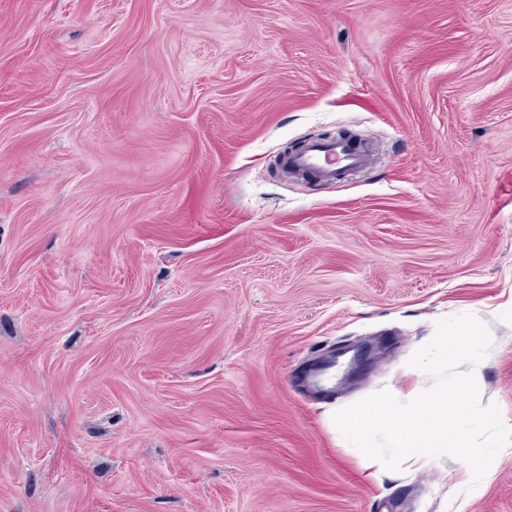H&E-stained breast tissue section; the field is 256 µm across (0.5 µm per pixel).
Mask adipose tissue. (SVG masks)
I'll list each match as a JSON object with an SVG mask.
<instances>
[{
	"mask_svg": "<svg viewBox=\"0 0 512 512\" xmlns=\"http://www.w3.org/2000/svg\"><path fill=\"white\" fill-rule=\"evenodd\" d=\"M485 338L478 328L465 324L457 334L439 333L428 351L390 377L373 403L346 413H334L353 447L364 449L369 466L379 470L397 462L425 466L449 454L463 462V477H471L480 456L472 431L483 420L496 416L486 392L484 361L475 349ZM440 373L429 389L403 391L399 379ZM383 452H375V444Z\"/></svg>",
	"mask_w": 512,
	"mask_h": 512,
	"instance_id": "adipose-tissue-1",
	"label": "adipose tissue"
}]
</instances>
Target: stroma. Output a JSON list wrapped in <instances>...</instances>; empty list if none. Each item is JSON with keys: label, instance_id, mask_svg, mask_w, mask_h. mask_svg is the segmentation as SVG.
I'll use <instances>...</instances> for the list:
<instances>
[{"label": "stroma", "instance_id": "1", "mask_svg": "<svg viewBox=\"0 0 512 512\" xmlns=\"http://www.w3.org/2000/svg\"><path fill=\"white\" fill-rule=\"evenodd\" d=\"M465 321L484 477H370L331 410ZM0 512H512V0H0ZM374 163L373 151L345 138H313L288 158V167L301 175L334 181L359 173Z\"/></svg>", "mask_w": 512, "mask_h": 512}]
</instances>
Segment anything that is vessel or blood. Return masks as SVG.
I'll use <instances>...</instances> for the list:
<instances>
[{"label":"vessel or blood","instance_id":"vessel-or-blood-1","mask_svg":"<svg viewBox=\"0 0 512 512\" xmlns=\"http://www.w3.org/2000/svg\"><path fill=\"white\" fill-rule=\"evenodd\" d=\"M373 162L374 154L367 147L344 138H313L289 157L288 166L298 174L330 182L361 172Z\"/></svg>","mask_w":512,"mask_h":512}]
</instances>
